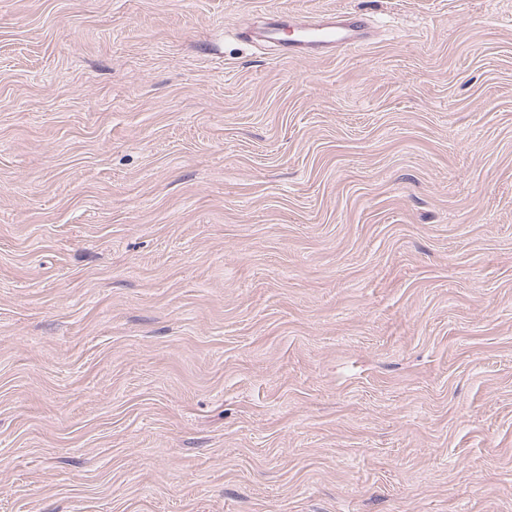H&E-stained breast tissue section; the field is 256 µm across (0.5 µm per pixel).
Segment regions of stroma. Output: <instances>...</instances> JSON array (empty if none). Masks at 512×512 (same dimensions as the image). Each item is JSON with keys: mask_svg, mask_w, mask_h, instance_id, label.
<instances>
[{"mask_svg": "<svg viewBox=\"0 0 512 512\" xmlns=\"http://www.w3.org/2000/svg\"><path fill=\"white\" fill-rule=\"evenodd\" d=\"M0 512H512V0H0ZM337 19V20H336ZM324 24L303 27L296 38L288 44V49L296 51L303 45H322L352 48L361 43L360 31L364 28L363 20L340 11L325 20Z\"/></svg>", "mask_w": 512, "mask_h": 512, "instance_id": "1", "label": "stroma"}]
</instances>
